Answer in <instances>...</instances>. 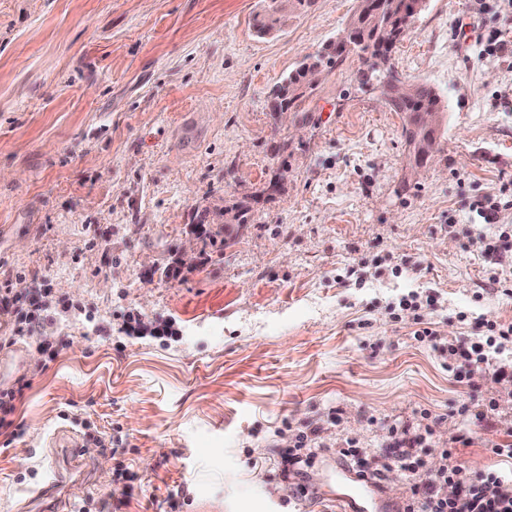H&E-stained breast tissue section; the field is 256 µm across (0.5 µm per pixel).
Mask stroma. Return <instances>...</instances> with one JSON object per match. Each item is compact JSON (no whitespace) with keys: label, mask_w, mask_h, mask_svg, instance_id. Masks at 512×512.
<instances>
[{"label":"stroma","mask_w":512,"mask_h":512,"mask_svg":"<svg viewBox=\"0 0 512 512\" xmlns=\"http://www.w3.org/2000/svg\"><path fill=\"white\" fill-rule=\"evenodd\" d=\"M266 6L0 0V305L53 298L4 381L23 392L0 426V512H44L75 439L66 495L91 512H336L340 449L376 457L392 423L428 429L429 464L450 448L471 472L512 468L492 451L512 443V389L484 364L457 379L401 306L416 295L440 343L512 323V266L471 245L512 252V63L485 50L492 31L512 41V8L426 0L393 48L444 112L414 169L357 54L291 121L271 112L357 0L261 37ZM276 178L238 233L198 237L195 207ZM485 195L504 203L493 225L470 206ZM312 423L304 499L279 462ZM116 434L124 453L104 446ZM71 472V469L67 465L57 466L53 465L50 467L47 475L48 480L46 481V487L41 491V497L46 499L49 496L53 497V511H60V509L68 508L66 501L56 496L57 489L60 483H62L67 475Z\"/></svg>","instance_id":"stroma-1"}]
</instances>
